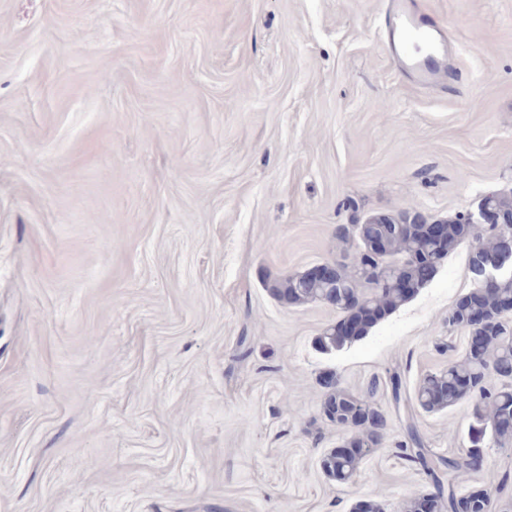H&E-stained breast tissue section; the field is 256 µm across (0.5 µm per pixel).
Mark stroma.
<instances>
[{
	"mask_svg": "<svg viewBox=\"0 0 512 512\" xmlns=\"http://www.w3.org/2000/svg\"><path fill=\"white\" fill-rule=\"evenodd\" d=\"M384 2L0 0V512H401L430 487L407 420L470 448V405L413 399L468 349V246L340 351L316 344L335 309L265 286L335 260L339 225L512 191V0H417L450 45L428 88ZM396 371L381 447L327 480L321 377ZM484 454L466 483L496 490L512 450Z\"/></svg>",
	"mask_w": 512,
	"mask_h": 512,
	"instance_id": "stroma-1",
	"label": "stroma"
}]
</instances>
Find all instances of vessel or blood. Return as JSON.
<instances>
[{"label":"vessel or blood","instance_id":"1","mask_svg":"<svg viewBox=\"0 0 512 512\" xmlns=\"http://www.w3.org/2000/svg\"><path fill=\"white\" fill-rule=\"evenodd\" d=\"M390 46L420 85L440 84L448 72V42L437 21L426 19L415 0H392L384 20Z\"/></svg>","mask_w":512,"mask_h":512}]
</instances>
